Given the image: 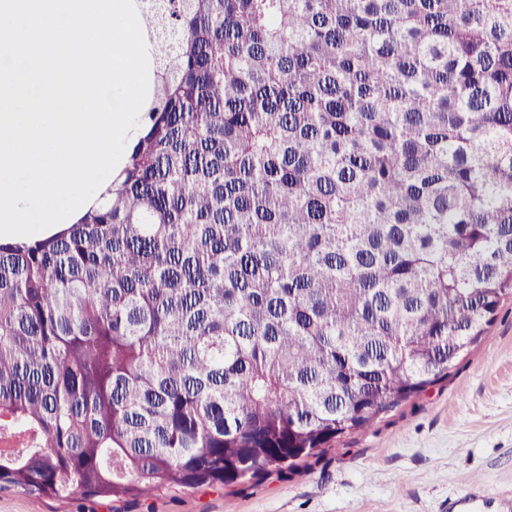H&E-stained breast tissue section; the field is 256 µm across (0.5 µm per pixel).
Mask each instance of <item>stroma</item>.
I'll return each mask as SVG.
<instances>
[{
	"instance_id": "obj_1",
	"label": "stroma",
	"mask_w": 512,
	"mask_h": 512,
	"mask_svg": "<svg viewBox=\"0 0 512 512\" xmlns=\"http://www.w3.org/2000/svg\"><path fill=\"white\" fill-rule=\"evenodd\" d=\"M0 512H512V299L453 377L298 475L120 507L11 487Z\"/></svg>"
}]
</instances>
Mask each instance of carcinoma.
<instances>
[{
  "label": "carcinoma",
  "instance_id": "cac0c4a2",
  "mask_svg": "<svg viewBox=\"0 0 512 512\" xmlns=\"http://www.w3.org/2000/svg\"><path fill=\"white\" fill-rule=\"evenodd\" d=\"M143 134L0 244V489L294 474L512 297V0H140Z\"/></svg>",
  "mask_w": 512,
  "mask_h": 512
}]
</instances>
